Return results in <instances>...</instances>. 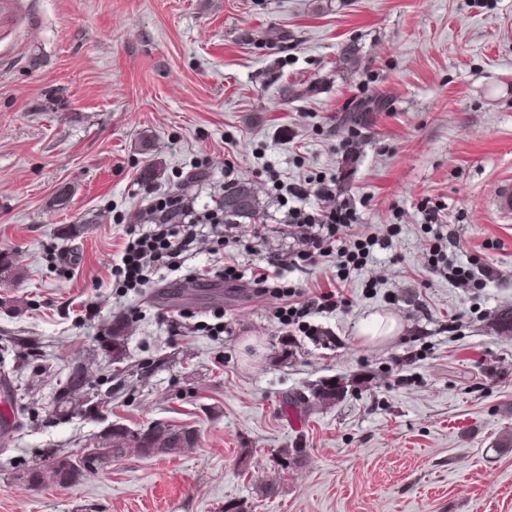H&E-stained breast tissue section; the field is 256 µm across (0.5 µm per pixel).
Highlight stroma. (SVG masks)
I'll return each mask as SVG.
<instances>
[{"label": "stroma", "mask_w": 512, "mask_h": 512, "mask_svg": "<svg viewBox=\"0 0 512 512\" xmlns=\"http://www.w3.org/2000/svg\"><path fill=\"white\" fill-rule=\"evenodd\" d=\"M229 159L260 224L202 225L181 271L119 287L124 222L163 192L214 209ZM315 174L357 211L345 240L395 231L362 270L293 262L271 178ZM507 179L512 0H0V253L21 271L0 283V512H512ZM426 199L485 287L429 272ZM67 224L86 230L60 238ZM274 259L275 284L337 289L341 306L280 320L285 297L254 284ZM374 313L399 335L360 337ZM118 317L129 358L110 371L96 337ZM77 364L100 406L60 422ZM323 380L341 398L291 417L288 396ZM155 421L194 427L197 447L24 480L48 450Z\"/></svg>", "instance_id": "35a3bbf8"}]
</instances>
